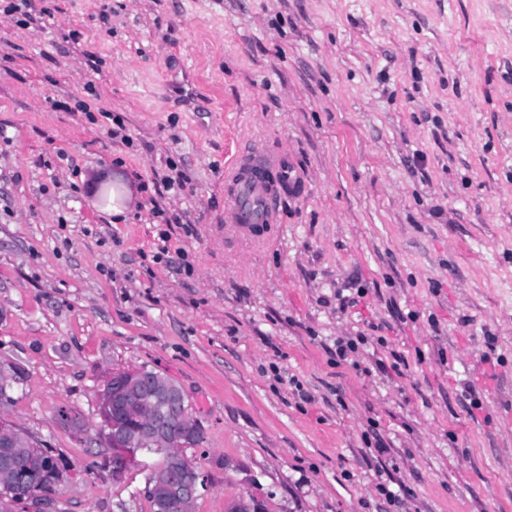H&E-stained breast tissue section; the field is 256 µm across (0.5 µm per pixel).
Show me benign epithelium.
<instances>
[{
	"instance_id": "obj_1",
	"label": "benign epithelium",
	"mask_w": 512,
	"mask_h": 512,
	"mask_svg": "<svg viewBox=\"0 0 512 512\" xmlns=\"http://www.w3.org/2000/svg\"><path fill=\"white\" fill-rule=\"evenodd\" d=\"M24 368L0 361V391L23 379ZM188 398L172 379L159 373L123 369L107 372L97 389L98 431L112 448V481L128 472H146L145 489L170 512H190L207 486L203 473L184 449L197 422L185 411ZM36 440L7 415L0 414V447L16 455ZM50 492L23 496L0 494V512H49Z\"/></svg>"
}]
</instances>
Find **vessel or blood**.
<instances>
[{"instance_id":"vessel-or-blood-1","label":"vessel or blood","mask_w":512,"mask_h":512,"mask_svg":"<svg viewBox=\"0 0 512 512\" xmlns=\"http://www.w3.org/2000/svg\"><path fill=\"white\" fill-rule=\"evenodd\" d=\"M303 184L301 171L287 153L254 152L235 160L227 178L234 232L245 237L256 226L273 223L281 196L299 192Z\"/></svg>"}]
</instances>
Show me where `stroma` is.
<instances>
[{"label": "stroma", "instance_id": "35a3bbf8", "mask_svg": "<svg viewBox=\"0 0 512 512\" xmlns=\"http://www.w3.org/2000/svg\"><path fill=\"white\" fill-rule=\"evenodd\" d=\"M9 2L0 411L66 461L51 512H151L96 435L140 366L202 430L193 512H512V0ZM261 151L307 187L225 237Z\"/></svg>", "mask_w": 512, "mask_h": 512}]
</instances>
